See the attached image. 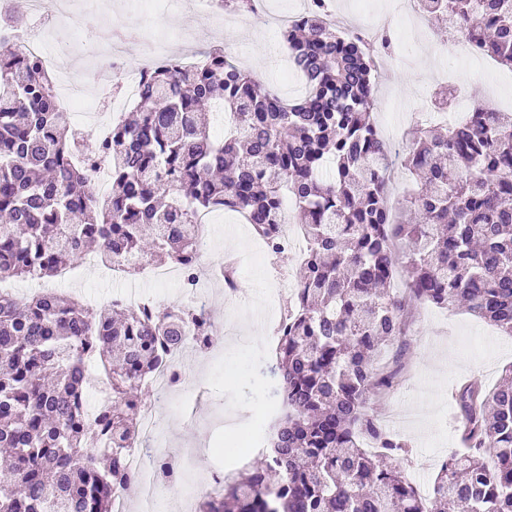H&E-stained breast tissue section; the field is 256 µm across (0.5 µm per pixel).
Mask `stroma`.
I'll list each match as a JSON object with an SVG mask.
<instances>
[{
	"label": "stroma",
	"mask_w": 512,
	"mask_h": 512,
	"mask_svg": "<svg viewBox=\"0 0 512 512\" xmlns=\"http://www.w3.org/2000/svg\"><path fill=\"white\" fill-rule=\"evenodd\" d=\"M267 14L253 16L233 34L220 17L202 18L189 5L174 9L161 20L196 47H224L236 64L252 72L269 90L292 100L301 96L304 83L290 76L291 65L281 50L280 33L269 25ZM447 41V28L426 22L408 51L375 73L374 118L382 135H389L398 120L404 136H412L416 124L409 114L435 89L434 71L439 61L427 48L431 43ZM463 97L473 105L485 103L512 111V70L497 68L490 80L471 77L463 88ZM253 237V232L232 214L211 218L209 260L218 265L226 255L239 258L242 297L228 299L220 284L212 283L213 311L224 322V350L209 357L194 353L183 357L185 390L155 404L158 443L176 455L189 448L198 449L192 461V471L197 475L216 469L238 470L252 465L262 454L257 444L240 450L236 441L245 432L253 434L257 443L265 437L260 416L271 406L270 368L275 361L274 349L268 344V319L283 307L282 301L270 297L268 285L276 272L296 275L298 262L291 257L280 260L274 268L265 263L251 264ZM72 271L73 278L66 283L45 278L24 281L23 286L32 294L46 289L74 294L90 300L96 308L127 289L126 284L113 281L108 269L101 266L89 270L76 263ZM399 341L404 355L398 365L397 383L392 391L371 398L370 411L381 421L395 410H417V421L398 433L407 450L397 456L396 462L426 491L438 468L433 465L420 469V459L435 452L445 458L460 448L451 399L454 387L470 378L495 386L506 368L512 366V336L464 309L420 305L408 309Z\"/></svg>",
	"instance_id": "1"
}]
</instances>
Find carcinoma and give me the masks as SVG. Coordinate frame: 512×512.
I'll return each instance as SVG.
<instances>
[{
    "label": "carcinoma",
    "mask_w": 512,
    "mask_h": 512,
    "mask_svg": "<svg viewBox=\"0 0 512 512\" xmlns=\"http://www.w3.org/2000/svg\"><path fill=\"white\" fill-rule=\"evenodd\" d=\"M281 30L305 86L289 102L213 48L206 62L165 61L144 75L134 120L79 152L56 110L54 80L16 40L0 44V279L54 277L82 260L193 257L197 216H246L286 256L285 198L307 242L300 292L270 372L280 424L258 464L224 477L200 512H512V367L491 389L471 380L455 407L463 450L429 495L393 461L406 445L369 413L396 373L377 365L407 304L461 307L512 335V112L420 125L405 165L416 189L396 220L377 130L375 63L354 32L326 22V0ZM483 55L512 68V0H422ZM226 118L224 140L210 115ZM110 182L99 194L92 164ZM189 317L129 307L119 319L65 293H0V512H112L124 445L138 442L142 380L178 346ZM108 405L89 417L88 364Z\"/></svg>",
    "instance_id": "carcinoma-1"
}]
</instances>
